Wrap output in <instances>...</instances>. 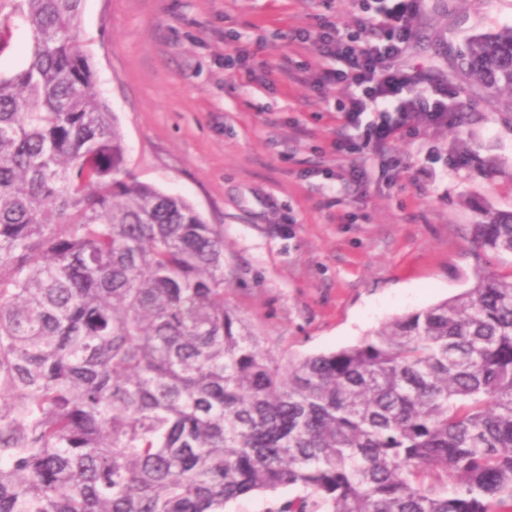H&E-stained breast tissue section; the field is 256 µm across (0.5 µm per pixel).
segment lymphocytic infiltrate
<instances>
[{"mask_svg": "<svg viewBox=\"0 0 512 512\" xmlns=\"http://www.w3.org/2000/svg\"><path fill=\"white\" fill-rule=\"evenodd\" d=\"M421 0H353L362 16L360 25L347 33L328 21L320 22L315 45L320 56L338 60L335 68L320 67L318 87L336 86L344 91L338 111L356 124L366 111L378 114L366 129V141L381 146L413 122L441 124L448 120V106L440 101L441 86L422 93L426 81L420 73L396 67V59L413 39L419 23Z\"/></svg>", "mask_w": 512, "mask_h": 512, "instance_id": "1", "label": "lymphocytic infiltrate"}]
</instances>
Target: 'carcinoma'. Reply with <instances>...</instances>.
Segmentation results:
<instances>
[{"label": "carcinoma", "instance_id": "carcinoma-1", "mask_svg": "<svg viewBox=\"0 0 512 512\" xmlns=\"http://www.w3.org/2000/svg\"><path fill=\"white\" fill-rule=\"evenodd\" d=\"M83 0H0V512H512V279L282 362L224 304V231L127 169ZM456 69L512 109V28ZM512 255V211L474 225ZM29 56L28 36L22 26L14 30L10 47L0 54V71L8 74L24 65ZM288 488H281L276 493L270 494H252L239 498L232 503L226 510L231 512H267L268 508L277 499L287 498Z\"/></svg>", "mask_w": 512, "mask_h": 512}]
</instances>
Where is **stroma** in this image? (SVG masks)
I'll use <instances>...</instances> for the list:
<instances>
[{
  "mask_svg": "<svg viewBox=\"0 0 512 512\" xmlns=\"http://www.w3.org/2000/svg\"><path fill=\"white\" fill-rule=\"evenodd\" d=\"M356 28L351 0H84L80 35L127 167L224 229V300L284 360L359 342L392 318L512 276L473 224L512 210V113L456 76L466 41L512 26V0H422L401 66L445 75L454 121L417 123L386 156L351 132L299 32ZM241 52L242 63L224 59ZM363 163V183L347 185Z\"/></svg>",
  "mask_w": 512,
  "mask_h": 512,
  "instance_id": "35a3bbf8",
  "label": "stroma"
}]
</instances>
